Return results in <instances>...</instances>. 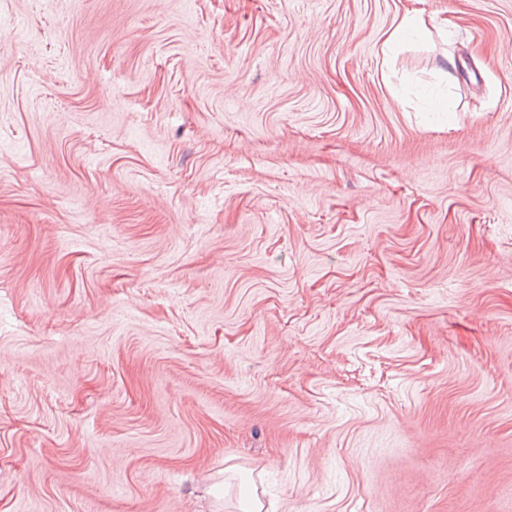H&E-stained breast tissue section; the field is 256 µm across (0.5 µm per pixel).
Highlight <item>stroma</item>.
Masks as SVG:
<instances>
[{
  "instance_id": "1",
  "label": "stroma",
  "mask_w": 512,
  "mask_h": 512,
  "mask_svg": "<svg viewBox=\"0 0 512 512\" xmlns=\"http://www.w3.org/2000/svg\"><path fill=\"white\" fill-rule=\"evenodd\" d=\"M253 487L512 512V0H0V512ZM422 24V21L414 14L407 11L400 18L399 23L390 33L384 45L387 50H392L395 46L401 44L408 36L416 33Z\"/></svg>"
}]
</instances>
